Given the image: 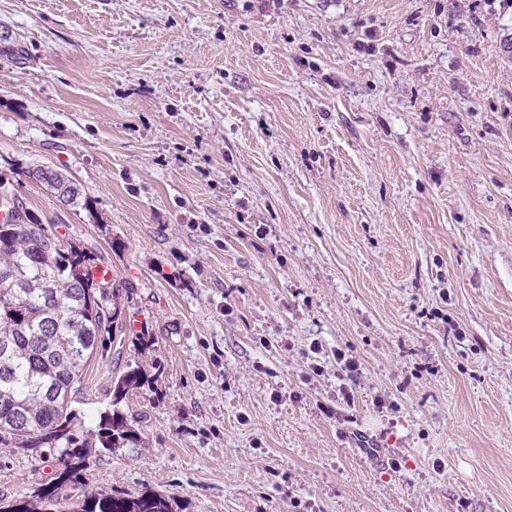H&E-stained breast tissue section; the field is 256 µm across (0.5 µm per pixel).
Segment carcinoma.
Instances as JSON below:
<instances>
[{"label": "carcinoma", "mask_w": 512, "mask_h": 512, "mask_svg": "<svg viewBox=\"0 0 512 512\" xmlns=\"http://www.w3.org/2000/svg\"><path fill=\"white\" fill-rule=\"evenodd\" d=\"M28 176L65 205L82 196L57 170L35 168ZM0 194L16 204L15 223L0 224V447L36 454L46 448L61 464L54 485L37 489L30 501L0 498V512H172L156 493L58 496L57 489L80 481L99 454L140 441L120 404L129 392L152 386L156 375L136 365L117 377L96 432L77 435L73 394L106 337L125 331L121 294L95 278L96 253L48 232L1 180Z\"/></svg>", "instance_id": "cac0c4a2"}]
</instances>
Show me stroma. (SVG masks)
<instances>
[{
  "label": "stroma",
  "mask_w": 512,
  "mask_h": 512,
  "mask_svg": "<svg viewBox=\"0 0 512 512\" xmlns=\"http://www.w3.org/2000/svg\"><path fill=\"white\" fill-rule=\"evenodd\" d=\"M0 177L153 338L87 365V429L158 373L68 493L512 512V0H0ZM28 176L46 185L65 205L78 204V199L83 195L80 187L57 170L35 168L28 172Z\"/></svg>",
  "instance_id": "35a3bbf8"
}]
</instances>
